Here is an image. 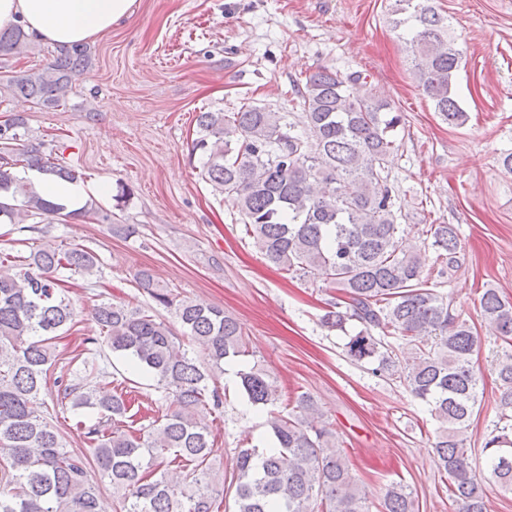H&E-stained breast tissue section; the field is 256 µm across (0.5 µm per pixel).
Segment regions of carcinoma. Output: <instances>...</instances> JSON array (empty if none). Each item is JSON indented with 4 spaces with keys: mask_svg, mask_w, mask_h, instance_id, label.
I'll list each match as a JSON object with an SVG mask.
<instances>
[{
    "mask_svg": "<svg viewBox=\"0 0 512 512\" xmlns=\"http://www.w3.org/2000/svg\"><path fill=\"white\" fill-rule=\"evenodd\" d=\"M393 15L418 88L448 126H464L468 114L453 91L461 53L448 15L434 0H394ZM26 40L19 25L1 31L0 54L21 53ZM87 65L86 48L64 47L46 68L10 76L6 89L55 108ZM291 94L303 109L298 122L249 100L233 112L198 113L193 151L205 157L200 175L231 202L268 263L319 277L339 291L322 326L345 334L352 361L376 376L399 374L412 396L430 407L437 422L432 449L451 500L458 512H487L463 438L482 403V374L474 362L479 334L438 291L461 265L459 229L433 224L431 243L423 246L403 239L406 216L395 210L387 167L402 116L366 75L323 67L305 84H293ZM0 149V222L93 211L67 212L13 172L20 166L79 179L45 153L44 143L28 137L25 116L0 125ZM99 264L85 246L42 245L26 255L0 250V512H101L92 471L109 480L115 512H219L224 484L212 467L215 437L202 414L223 406L218 378L225 364L247 353L241 323L223 308L180 297L159 287L150 271H139L135 283L174 314L183 337L150 310L102 302L93 308L100 336L92 343L152 378L164 393V411L136 428L128 392L87 387L79 370L69 368L54 378L57 404L96 414L76 422L83 450H67L64 436L42 414L40 393L56 366L55 340L73 321L64 274L93 276ZM479 313L494 336L512 344V299L486 288ZM391 337L430 348L400 369ZM495 371L498 425L482 454L502 491L512 494V354L497 358ZM239 378L248 402L269 415L275 446L238 450L233 512H371L313 396L282 394L258 364ZM383 509L415 512L409 486L388 485Z\"/></svg>",
    "mask_w": 512,
    "mask_h": 512,
    "instance_id": "cac0c4a2",
    "label": "carcinoma"
}]
</instances>
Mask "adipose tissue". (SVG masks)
Masks as SVG:
<instances>
[{"label":"adipose tissue","mask_w":512,"mask_h":512,"mask_svg":"<svg viewBox=\"0 0 512 512\" xmlns=\"http://www.w3.org/2000/svg\"><path fill=\"white\" fill-rule=\"evenodd\" d=\"M139 0H0V29L22 26L37 41L74 46L95 40L122 19L133 16ZM30 180L46 200L78 209L89 199L105 198L112 184L70 183L31 172Z\"/></svg>","instance_id":"1"}]
</instances>
